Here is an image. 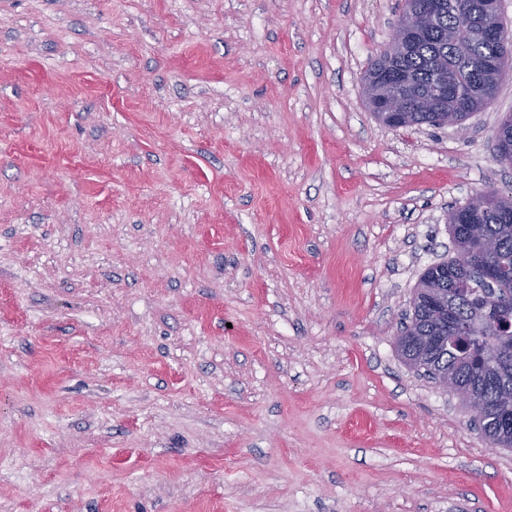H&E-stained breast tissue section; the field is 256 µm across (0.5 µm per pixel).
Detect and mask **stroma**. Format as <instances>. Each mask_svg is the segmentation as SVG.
<instances>
[{
	"instance_id": "obj_1",
	"label": "stroma",
	"mask_w": 512,
	"mask_h": 512,
	"mask_svg": "<svg viewBox=\"0 0 512 512\" xmlns=\"http://www.w3.org/2000/svg\"><path fill=\"white\" fill-rule=\"evenodd\" d=\"M403 0H0V512H512L396 350L494 131L390 128Z\"/></svg>"
}]
</instances>
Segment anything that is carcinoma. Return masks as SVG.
<instances>
[{
	"label": "carcinoma",
	"mask_w": 512,
	"mask_h": 512,
	"mask_svg": "<svg viewBox=\"0 0 512 512\" xmlns=\"http://www.w3.org/2000/svg\"><path fill=\"white\" fill-rule=\"evenodd\" d=\"M427 37L387 61L405 74L417 93L436 89L439 69L448 70L470 109L454 100L445 107L459 123L481 111L500 82L474 83L482 63L495 53L512 54V37L493 48L477 40L466 14L481 0H442ZM414 125L442 126L439 112H413ZM495 159L512 164V117L494 133ZM459 249L420 275L411 324L397 341L404 362L438 382L465 405L482 403L488 414L476 429L490 444L512 451V196L478 194L448 216Z\"/></svg>",
	"instance_id": "obj_1"
}]
</instances>
